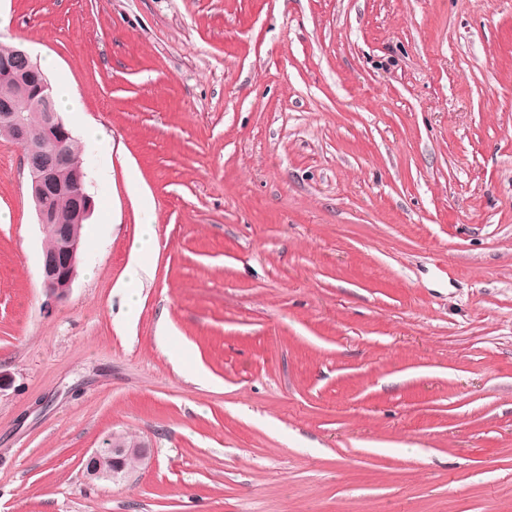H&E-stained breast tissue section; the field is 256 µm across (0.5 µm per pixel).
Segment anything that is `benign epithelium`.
Wrapping results in <instances>:
<instances>
[{
	"label": "benign epithelium",
	"instance_id": "1",
	"mask_svg": "<svg viewBox=\"0 0 512 512\" xmlns=\"http://www.w3.org/2000/svg\"><path fill=\"white\" fill-rule=\"evenodd\" d=\"M15 54L25 62V67L8 69V75L18 87V95L15 100L0 105V125L13 130L16 144L24 151L22 161L32 186L37 219L46 236L52 240L41 256V288L47 303H59L68 298L77 276L81 244L70 226L54 223L46 194L52 190L72 200L78 224L92 216L95 203L85 190L82 159L78 155L62 153L73 137L61 113L54 110L48 78L39 70L38 61L27 51L18 48ZM28 109L41 113L43 131L54 147L43 156L39 151L28 148L32 139L24 116ZM112 453V463L106 466L99 459L98 451H93L86 460L87 476L115 481L119 474L125 472V458L134 456L143 463L150 457V448L143 442L136 448H130L123 435L114 434Z\"/></svg>",
	"mask_w": 512,
	"mask_h": 512
}]
</instances>
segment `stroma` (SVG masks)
Listing matches in <instances>:
<instances>
[{
  "instance_id": "stroma-1",
  "label": "stroma",
  "mask_w": 512,
  "mask_h": 512,
  "mask_svg": "<svg viewBox=\"0 0 512 512\" xmlns=\"http://www.w3.org/2000/svg\"><path fill=\"white\" fill-rule=\"evenodd\" d=\"M0 42L109 139L50 306L0 137V512H512V0H0ZM115 433L149 461L89 479ZM141 232L138 246L133 248L126 267L125 277L121 279L116 288H121L125 295L126 311L124 319L134 321L139 312L138 302L135 300L136 288L143 278L152 277V260L157 250V242L153 230V218L150 210H145L141 218Z\"/></svg>"
}]
</instances>
